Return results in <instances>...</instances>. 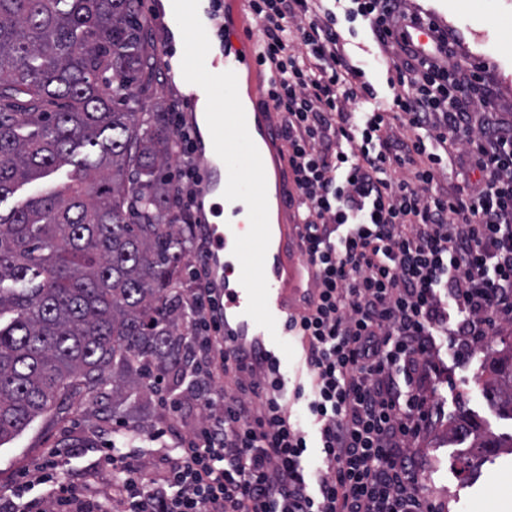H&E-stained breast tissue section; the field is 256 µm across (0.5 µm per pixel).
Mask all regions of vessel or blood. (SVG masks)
<instances>
[{
    "label": "vessel or blood",
    "mask_w": 512,
    "mask_h": 512,
    "mask_svg": "<svg viewBox=\"0 0 512 512\" xmlns=\"http://www.w3.org/2000/svg\"><path fill=\"white\" fill-rule=\"evenodd\" d=\"M257 31L242 32L240 25L229 24L224 28L223 38L212 40L206 57L209 71L221 73L239 71L240 67L258 68ZM247 127L257 148H264L274 134L262 114L250 112L246 115ZM228 172L220 158L212 160L203 168L199 184V197L223 192ZM224 223L210 224L211 248L209 264L219 272L224 283V333L234 337L237 344L255 348L260 355L261 369L276 368V379L281 387H289L293 378L288 372V361L276 345V338H287L291 317L303 313V300L309 299L313 290L307 277L308 256L304 250H287L285 243L297 240L300 228L295 224H274L270 227V243L265 259V276L268 283V306L276 320L275 332H268L246 315L248 295L239 278L241 267L233 254L234 239L246 233L250 227L248 208L240 201L225 202Z\"/></svg>",
    "instance_id": "1"
}]
</instances>
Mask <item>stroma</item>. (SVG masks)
<instances>
[{
    "mask_svg": "<svg viewBox=\"0 0 512 512\" xmlns=\"http://www.w3.org/2000/svg\"><path fill=\"white\" fill-rule=\"evenodd\" d=\"M404 7L430 14L441 27L458 34L461 41L448 58L449 66L488 64V77L498 96L496 109L512 113V47L502 32L506 20L512 19V0H405ZM511 344L512 326H507L494 337L490 348L465 363L453 362L447 351L439 353L446 375L436 381L433 391L444 413L419 444V480L429 500L447 504V512H472L471 502L477 496L488 501V512H512V453L474 459L471 477L465 480L459 469L469 454V444L448 440L449 425L463 414L476 417L488 432L512 433V420L483 395L485 364ZM126 379L125 389L113 398L75 395L36 419L18 438L0 446L1 506L8 504L20 472L36 463L43 449L54 445L71 458L65 472L68 482L80 486L92 480L106 488L111 474L98 467L97 460L116 431L135 433V444L145 453L146 468L163 472L164 461L151 452V435L161 432L168 443H176L204 414L197 405L188 404L181 417L170 416L151 387L138 384L132 373Z\"/></svg>",
    "mask_w": 512,
    "mask_h": 512,
    "instance_id": "obj_1",
    "label": "stroma"
}]
</instances>
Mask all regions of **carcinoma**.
Masks as SVG:
<instances>
[{
	"mask_svg": "<svg viewBox=\"0 0 512 512\" xmlns=\"http://www.w3.org/2000/svg\"><path fill=\"white\" fill-rule=\"evenodd\" d=\"M140 0H0V446L66 395L124 387L140 361L181 356L189 225L174 215L178 142L164 111L139 112L157 50ZM65 165L64 188L47 179ZM484 393L512 415V348ZM475 456L512 450L464 415L448 439Z\"/></svg>",
	"mask_w": 512,
	"mask_h": 512,
	"instance_id": "cac0c4a2",
	"label": "carcinoma"
}]
</instances>
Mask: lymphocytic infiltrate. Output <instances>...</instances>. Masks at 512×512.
<instances>
[{"label":"lymphocytic infiltrate","mask_w":512,"mask_h":512,"mask_svg":"<svg viewBox=\"0 0 512 512\" xmlns=\"http://www.w3.org/2000/svg\"><path fill=\"white\" fill-rule=\"evenodd\" d=\"M402 3L248 0L297 188L289 203L314 265L315 298L297 330L306 384L296 389L310 396L314 438L291 420L274 373L247 381L258 355L225 346L224 290L198 224L187 396L159 401L177 415L194 400L205 418L178 448L160 449L161 475L103 448L112 482L89 512H429L415 445L438 409L437 339L463 361L512 323V126L489 118V135L474 139L476 108L494 105L486 66L449 67L448 32L434 21L421 57L411 31L423 17ZM341 16L368 26L382 56L398 49L386 93L337 29ZM452 162L479 179L443 183ZM69 463L44 449L18 495L48 486L61 512L77 494L58 477Z\"/></svg>","instance_id":"1"}]
</instances>
